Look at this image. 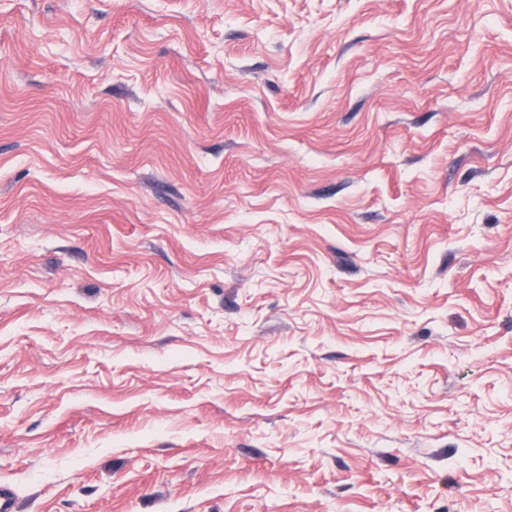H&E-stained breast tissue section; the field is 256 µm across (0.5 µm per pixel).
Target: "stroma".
Wrapping results in <instances>:
<instances>
[{"instance_id": "35a3bbf8", "label": "stroma", "mask_w": 512, "mask_h": 512, "mask_svg": "<svg viewBox=\"0 0 512 512\" xmlns=\"http://www.w3.org/2000/svg\"><path fill=\"white\" fill-rule=\"evenodd\" d=\"M18 512H512V0H0Z\"/></svg>"}]
</instances>
